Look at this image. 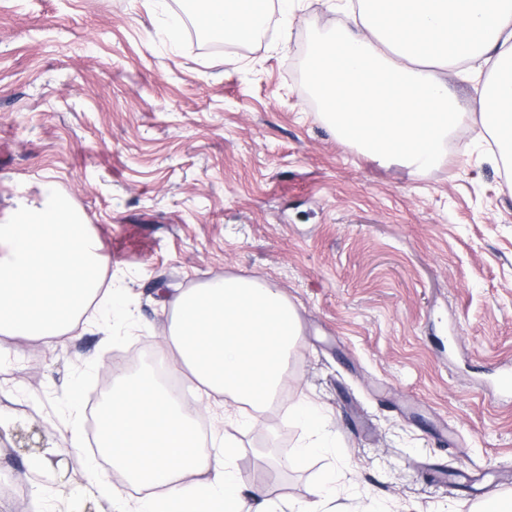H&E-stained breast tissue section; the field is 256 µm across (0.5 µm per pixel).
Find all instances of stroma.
<instances>
[{
    "label": "stroma",
    "instance_id": "1",
    "mask_svg": "<svg viewBox=\"0 0 512 512\" xmlns=\"http://www.w3.org/2000/svg\"><path fill=\"white\" fill-rule=\"evenodd\" d=\"M187 2L0 0V222L53 185L130 298L111 332L80 320L62 349L19 356L0 335V512H110L83 477L101 376L160 368L173 299L227 276L259 278L301 320L280 401L231 431L239 472L266 477L280 512L512 498V396L496 385L512 365V173L470 123L425 170L339 139L306 64L353 23L326 0L270 8L259 40L218 47L170 30ZM305 397L334 445L301 459ZM35 427L37 455L15 444Z\"/></svg>",
    "mask_w": 512,
    "mask_h": 512
}]
</instances>
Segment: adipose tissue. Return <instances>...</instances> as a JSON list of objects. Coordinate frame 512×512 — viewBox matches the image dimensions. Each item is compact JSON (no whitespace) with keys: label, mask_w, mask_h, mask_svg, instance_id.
<instances>
[{"label":"adipose tissue","mask_w":512,"mask_h":512,"mask_svg":"<svg viewBox=\"0 0 512 512\" xmlns=\"http://www.w3.org/2000/svg\"><path fill=\"white\" fill-rule=\"evenodd\" d=\"M222 40L259 35L254 12L267 0H196ZM355 27L318 40L308 61L323 117L338 137L379 160L426 169L444 155L452 132L476 121L493 155L512 167V0H345ZM491 63L479 115L449 90L460 66ZM102 248L70 198L46 188L0 223V335L58 347L90 307L127 309L103 287ZM296 308L254 277L227 276L178 295L160 349L174 353L169 372L189 371L198 398L189 402L155 372L117 378L100 411L96 444L113 471L146 494L129 507L94 466L85 476L113 512H271L246 507L236 443L214 428L212 451L196 447L198 419L211 395L261 411L286 384L298 343Z\"/></svg>","instance_id":"obj_1"}]
</instances>
